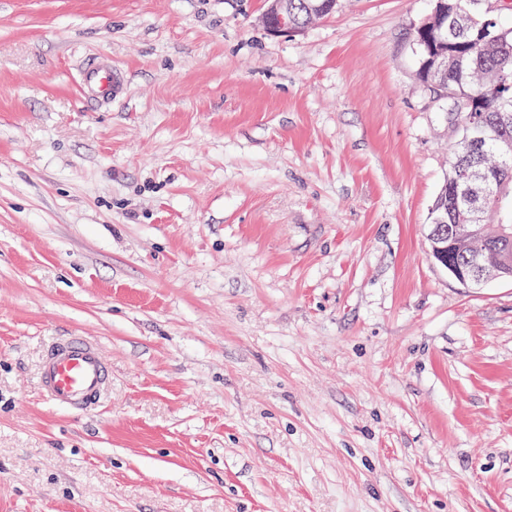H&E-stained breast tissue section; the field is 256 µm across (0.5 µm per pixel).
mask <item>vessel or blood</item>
Segmentation results:
<instances>
[{
    "label": "vessel or blood",
    "mask_w": 512,
    "mask_h": 512,
    "mask_svg": "<svg viewBox=\"0 0 512 512\" xmlns=\"http://www.w3.org/2000/svg\"><path fill=\"white\" fill-rule=\"evenodd\" d=\"M85 95L108 101L116 94L120 76L101 58L89 60L81 69ZM43 396L52 405L69 410H85L101 401L110 385L109 365L97 344L72 334L55 339L45 350L39 372Z\"/></svg>",
    "instance_id": "vessel-or-blood-1"
}]
</instances>
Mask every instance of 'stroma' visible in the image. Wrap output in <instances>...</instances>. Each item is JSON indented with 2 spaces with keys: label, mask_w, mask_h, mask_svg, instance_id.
<instances>
[{
  "label": "stroma",
  "mask_w": 512,
  "mask_h": 512,
  "mask_svg": "<svg viewBox=\"0 0 512 512\" xmlns=\"http://www.w3.org/2000/svg\"><path fill=\"white\" fill-rule=\"evenodd\" d=\"M264 5L0 0V512H512V282L429 256L433 2ZM68 334L97 410L40 392ZM283 0H275L268 6L262 16V22L271 34H299L304 32L310 23L298 24L293 17L305 22L309 18L310 10L313 6L323 5L324 0H284L281 2L283 9L288 12H281L277 8V3ZM309 8H311L309 10ZM288 15L292 16L288 19ZM81 85L88 98L108 101L119 88L120 76L108 61L90 59L81 69ZM110 380L108 363L97 344L85 336L72 334L57 338L43 354L39 372L41 392L58 408L95 407Z\"/></svg>",
  "instance_id": "1"
}]
</instances>
